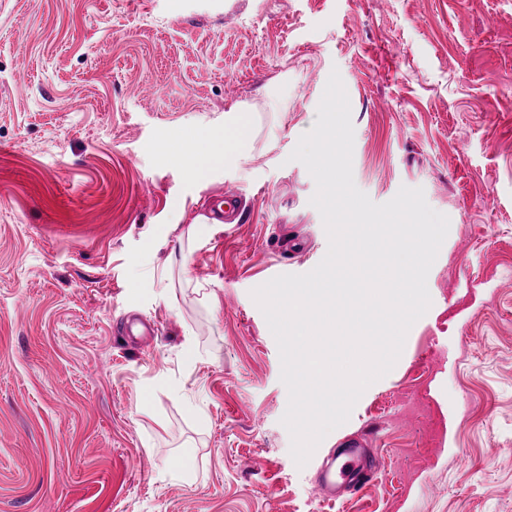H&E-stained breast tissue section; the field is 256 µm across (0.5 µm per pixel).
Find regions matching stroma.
Instances as JSON below:
<instances>
[{
	"mask_svg": "<svg viewBox=\"0 0 512 512\" xmlns=\"http://www.w3.org/2000/svg\"><path fill=\"white\" fill-rule=\"evenodd\" d=\"M334 70L356 186L450 224L395 366L300 468L251 292L327 252L289 156ZM236 105L253 160L167 158ZM354 437L378 470L324 502ZM0 512H512V0H0Z\"/></svg>",
	"mask_w": 512,
	"mask_h": 512,
	"instance_id": "obj_1",
	"label": "stroma"
}]
</instances>
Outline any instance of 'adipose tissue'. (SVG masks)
<instances>
[{
  "label": "adipose tissue",
  "mask_w": 512,
  "mask_h": 512,
  "mask_svg": "<svg viewBox=\"0 0 512 512\" xmlns=\"http://www.w3.org/2000/svg\"><path fill=\"white\" fill-rule=\"evenodd\" d=\"M253 117L249 109L231 107L224 113V140L216 142L210 132L197 130L169 142L166 152L198 180H205L211 169L237 164L252 156Z\"/></svg>",
  "instance_id": "obj_1"
}]
</instances>
